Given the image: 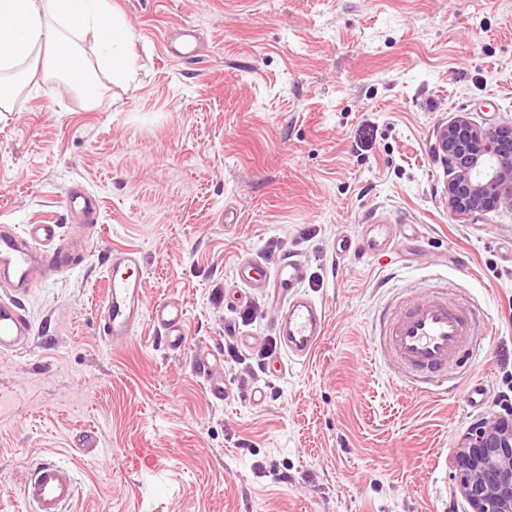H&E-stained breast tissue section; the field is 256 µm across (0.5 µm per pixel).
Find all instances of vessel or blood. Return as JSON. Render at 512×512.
<instances>
[{"label": "vessel or blood", "mask_w": 512, "mask_h": 512, "mask_svg": "<svg viewBox=\"0 0 512 512\" xmlns=\"http://www.w3.org/2000/svg\"><path fill=\"white\" fill-rule=\"evenodd\" d=\"M192 26L181 24L167 36L169 55L193 61L198 57ZM67 208L76 223L93 227L98 222V199L83 185L73 184L66 195ZM56 227L30 224L18 234L9 224L0 225V352L15 351L32 339V326L18 297L35 285L34 275L41 270L67 272L84 259L88 242L77 238L67 247L53 246ZM414 224H391L375 218L358 237L341 239L336 250L341 254L371 256L396 253L403 240H418ZM138 259L130 251L113 252L107 270L105 293L97 312L100 336L114 343L131 336L142 321H150L173 351L186 342V311L180 304L162 301L145 306L143 281L137 272ZM304 275L303 264L284 258L276 265L248 260L238 267L239 279L252 287L273 286L282 305L275 333L289 357L309 360L322 339L326 313L321 305L301 293L298 285ZM474 313L463 303L454 284L439 285L429 298H409L388 308L379 323L378 346L392 353L398 368L412 388L435 392L448 381V369L462 355L474 351ZM223 358L202 349L195 355L197 369L207 377L210 397L221 400L229 395L223 377L214 370ZM22 495L30 512H69L76 497L72 470L53 460L39 462L26 481Z\"/></svg>", "instance_id": "b4317fda"}]
</instances>
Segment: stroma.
Returning <instances> with one entry per match:
<instances>
[{"label": "stroma", "mask_w": 512, "mask_h": 512, "mask_svg": "<svg viewBox=\"0 0 512 512\" xmlns=\"http://www.w3.org/2000/svg\"><path fill=\"white\" fill-rule=\"evenodd\" d=\"M110 3L133 80L99 73L90 106L33 67L37 92L0 110V225L67 239L68 188L100 203L84 262L20 299L33 342L0 353V512H25L23 481L46 459L73 469V512H469L458 440L512 413V206L454 215L436 134L460 116L512 127V0ZM181 23L197 62L164 49ZM375 214L419 224L409 261L337 255ZM115 249L139 257L146 305L184 304V350L147 325L101 338ZM290 255L327 313L303 363L278 344L268 291L237 275ZM444 280L488 329L447 391L421 393L377 351L375 323ZM200 348L224 358V401L194 367Z\"/></svg>", "instance_id": "35a3bbf8"}]
</instances>
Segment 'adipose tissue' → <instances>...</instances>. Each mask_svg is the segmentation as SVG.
Returning a JSON list of instances; mask_svg holds the SVG:
<instances>
[{"instance_id": "obj_1", "label": "adipose tissue", "mask_w": 512, "mask_h": 512, "mask_svg": "<svg viewBox=\"0 0 512 512\" xmlns=\"http://www.w3.org/2000/svg\"><path fill=\"white\" fill-rule=\"evenodd\" d=\"M88 35L113 80H128V27L108 0H0V107L9 108L27 75L26 62L39 49L46 52L45 70L63 76L68 89L94 104L101 84L78 63L74 44Z\"/></svg>"}]
</instances>
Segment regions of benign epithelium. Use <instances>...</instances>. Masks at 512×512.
I'll use <instances>...</instances> for the list:
<instances>
[{"label": "benign epithelium", "instance_id": "benign-epithelium-1", "mask_svg": "<svg viewBox=\"0 0 512 512\" xmlns=\"http://www.w3.org/2000/svg\"><path fill=\"white\" fill-rule=\"evenodd\" d=\"M448 161V204L465 218L512 205V140L460 117L441 128ZM452 467L471 512H512V417L479 421L461 436Z\"/></svg>", "mask_w": 512, "mask_h": 512}]
</instances>
